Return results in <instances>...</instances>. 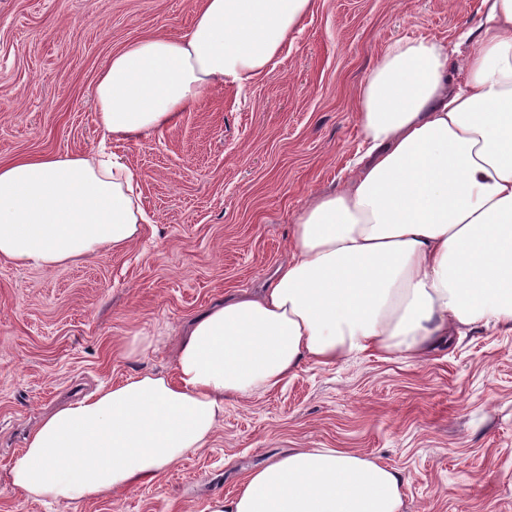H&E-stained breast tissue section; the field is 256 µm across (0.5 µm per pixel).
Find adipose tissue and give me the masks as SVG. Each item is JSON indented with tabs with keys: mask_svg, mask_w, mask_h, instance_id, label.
<instances>
[{
	"mask_svg": "<svg viewBox=\"0 0 512 512\" xmlns=\"http://www.w3.org/2000/svg\"><path fill=\"white\" fill-rule=\"evenodd\" d=\"M477 40L398 41L358 92L366 145L345 187L311 198L288 258L256 294L192 320L173 377L138 374L43 418L10 468L17 492L94 499L155 480L206 447L228 399L279 387L307 360L419 361L463 329L512 334V0ZM313 0H199L178 38L113 52L94 88L104 133L164 129L204 91L244 86ZM137 175L113 153L0 162V258L53 270L141 234ZM404 479L335 448H298L215 512H401Z\"/></svg>",
	"mask_w": 512,
	"mask_h": 512,
	"instance_id": "ef3b65f1",
	"label": "adipose tissue"
}]
</instances>
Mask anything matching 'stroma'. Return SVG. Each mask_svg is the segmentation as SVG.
Listing matches in <instances>:
<instances>
[{"label":"stroma","mask_w":512,"mask_h":512,"mask_svg":"<svg viewBox=\"0 0 512 512\" xmlns=\"http://www.w3.org/2000/svg\"><path fill=\"white\" fill-rule=\"evenodd\" d=\"M195 0H0V161L87 154L93 97L113 52L177 37ZM486 0H314L247 86L206 91L176 125L113 152L135 170L139 239L52 271L0 259V512H212L273 457L338 448L398 470L403 512H512V334L466 330L421 362H303L271 392L224 403L210 447L155 481L45 504L9 468L41 417L138 373L173 376L194 316L261 287L310 198L343 187L365 146L356 92L396 41L454 47ZM163 334L135 358L116 346Z\"/></svg>","instance_id":"stroma-1"}]
</instances>
